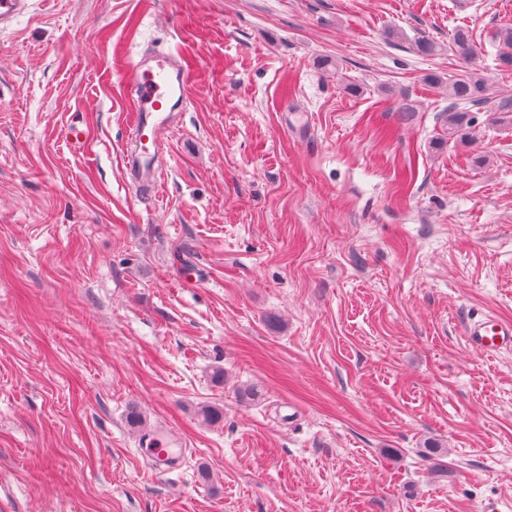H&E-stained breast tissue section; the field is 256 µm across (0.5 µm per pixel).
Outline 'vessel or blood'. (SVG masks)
Wrapping results in <instances>:
<instances>
[{
  "mask_svg": "<svg viewBox=\"0 0 512 512\" xmlns=\"http://www.w3.org/2000/svg\"><path fill=\"white\" fill-rule=\"evenodd\" d=\"M33 0H0V32L30 14ZM193 70L184 56L158 51L140 55L124 72L130 92V134L137 147L125 158L136 188H159L163 170L157 157L164 152V132L190 98ZM468 345L493 355L512 348V322L492 314L469 317L464 325Z\"/></svg>",
  "mask_w": 512,
  "mask_h": 512,
  "instance_id": "1",
  "label": "vessel or blood"
}]
</instances>
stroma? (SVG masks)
Returning <instances> with one entry per match:
<instances>
[{
	"instance_id": "35a3bbf8",
	"label": "stroma",
	"mask_w": 512,
	"mask_h": 512,
	"mask_svg": "<svg viewBox=\"0 0 512 512\" xmlns=\"http://www.w3.org/2000/svg\"><path fill=\"white\" fill-rule=\"evenodd\" d=\"M458 25L488 46L512 0H36L0 34V512H512V350L463 335L512 321V121L437 147L423 77L466 64L412 48ZM149 45L197 75L144 199ZM467 344L486 355L512 348V322L493 314L469 317L464 325Z\"/></svg>"
}]
</instances>
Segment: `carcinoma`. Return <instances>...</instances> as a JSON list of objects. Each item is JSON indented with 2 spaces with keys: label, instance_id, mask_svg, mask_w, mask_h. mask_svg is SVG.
<instances>
[{
  "label": "carcinoma",
  "instance_id": "cac0c4a2",
  "mask_svg": "<svg viewBox=\"0 0 512 512\" xmlns=\"http://www.w3.org/2000/svg\"><path fill=\"white\" fill-rule=\"evenodd\" d=\"M496 47L495 60L504 67H512V27L507 26L493 37ZM449 48L462 60L473 62L478 57L472 32L467 26L456 27L449 38ZM415 53L422 57L435 56L444 50L437 41L421 37L414 42ZM424 80L435 89H443L448 95L444 135L439 144L466 143L473 138L478 124L477 114L490 115L489 121L497 123L512 117L511 96H491L487 82L475 69L465 70L448 77L438 72H429Z\"/></svg>",
  "mask_w": 512,
  "mask_h": 512
}]
</instances>
